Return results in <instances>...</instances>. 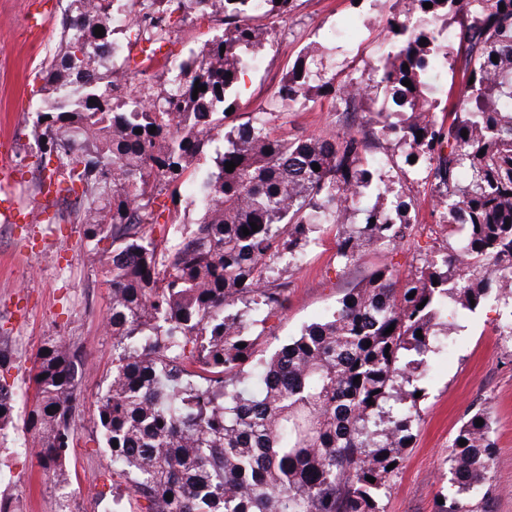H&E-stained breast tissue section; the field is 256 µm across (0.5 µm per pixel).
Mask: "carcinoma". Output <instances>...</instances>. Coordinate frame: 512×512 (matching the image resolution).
I'll use <instances>...</instances> for the list:
<instances>
[{"instance_id":"obj_1","label":"carcinoma","mask_w":512,"mask_h":512,"mask_svg":"<svg viewBox=\"0 0 512 512\" xmlns=\"http://www.w3.org/2000/svg\"><path fill=\"white\" fill-rule=\"evenodd\" d=\"M74 2L61 50L40 69L73 110L38 113L34 134L39 166L86 201L75 220L112 292V378L94 417L112 473L146 512H385L382 492L415 436L424 388L414 375L438 320L512 294V0H406L386 16L391 50L367 78L338 82L315 55L300 56L275 99L327 98L345 130L297 137L276 133L277 112L226 114L264 39L253 22L288 14L293 0H220L224 35L157 96L89 69L99 37L86 16H108L114 0ZM130 2L145 52L170 43L174 13L211 9L209 0ZM441 67L461 82L438 116L427 89ZM196 83L206 91L194 99ZM218 135L224 149L194 176L197 222L171 243L155 238L150 226L178 204L185 171ZM402 163L433 223L448 226L444 255L406 276L377 269L325 320L256 357L253 327L284 301L271 287L276 262L298 261L318 225H336L345 267L368 246L406 238L417 223L411 187L382 178ZM252 222L259 229L243 235ZM77 359L59 338L33 373L26 425L58 483L73 448ZM14 407L1 385L0 429ZM491 434L486 410L472 407L448 453L455 494L435 512H490L473 489L490 479Z\"/></svg>"}]
</instances>
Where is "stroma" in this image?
<instances>
[{"mask_svg":"<svg viewBox=\"0 0 512 512\" xmlns=\"http://www.w3.org/2000/svg\"><path fill=\"white\" fill-rule=\"evenodd\" d=\"M30 0H0V135H9L17 172V195L31 208L40 201V152L33 124L39 112L58 103L54 91L32 96L24 91L50 51L57 47L73 0H52L39 33L25 25ZM404 0H295L288 15L267 19L276 31L265 41L258 65L248 67L236 86L240 113L273 110L277 133L318 135L337 126L326 99L278 103L274 94L294 61L311 47L323 53L328 72L343 80L370 72L388 51L382 19L403 9ZM224 33L220 15L193 12L172 25V54L152 64L145 84L153 93L164 88V75L199 54ZM418 222L399 245L368 248L345 267L336 260V229L321 225L299 265L280 263L277 287L285 302L265 323L259 351L271 355L287 338L329 314L350 289L382 264L400 274L414 271L418 258L442 252L448 229L431 223L422 194L414 196ZM80 206L60 192L56 223H0V348L11 362L0 369V383L11 388L15 412L0 430V498L20 512H106L119 501L124 512H139L144 500L127 490L108 465V450L92 422L98 400L112 378V336L105 327L111 292L104 271L86 252L82 225L73 223ZM512 298L488 301L475 312L452 320L441 330L426 360L418 405L419 424L405 451V465L389 483L385 512H433L437 498L453 495L448 448L471 407L486 408L495 456L487 488L491 512H512V337L501 335L503 313ZM83 356L77 388L76 440L70 481L59 486L36 459L7 450L8 440L28 438L25 418L34 401L31 380L41 348L59 338Z\"/></svg>","mask_w":512,"mask_h":512,"instance_id":"stroma-1","label":"stroma"}]
</instances>
